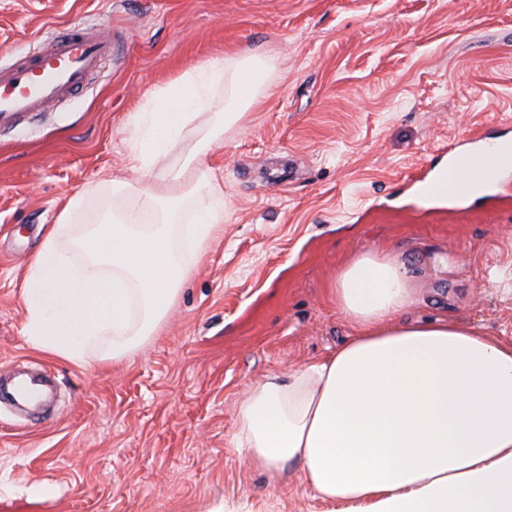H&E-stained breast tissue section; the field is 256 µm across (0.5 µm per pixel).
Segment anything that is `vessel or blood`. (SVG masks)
I'll return each mask as SVG.
<instances>
[{
  "label": "vessel or blood",
  "instance_id": "vessel-or-blood-1",
  "mask_svg": "<svg viewBox=\"0 0 512 512\" xmlns=\"http://www.w3.org/2000/svg\"><path fill=\"white\" fill-rule=\"evenodd\" d=\"M112 55L111 41L82 27L65 29L35 53H22L0 68V121L25 112H39L63 99L74 98ZM477 150L448 156V194L465 200L479 186H495L503 171L497 160L512 157V139L480 137Z\"/></svg>",
  "mask_w": 512,
  "mask_h": 512
}]
</instances>
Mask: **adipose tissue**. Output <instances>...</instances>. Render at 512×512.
I'll use <instances>...</instances> for the list:
<instances>
[{
  "label": "adipose tissue",
  "mask_w": 512,
  "mask_h": 512,
  "mask_svg": "<svg viewBox=\"0 0 512 512\" xmlns=\"http://www.w3.org/2000/svg\"><path fill=\"white\" fill-rule=\"evenodd\" d=\"M272 58L217 59L187 73L134 118L120 204L77 226L71 197L23 284L26 336L73 363L108 340L121 359L156 335L179 289L223 229L224 190L208 163L265 88ZM224 109L192 130L216 85ZM181 143L176 165L159 160ZM336 296L348 341L289 375L253 386L233 446L277 484L298 465L327 512H512V342L434 319L402 321L412 302L402 264L361 257Z\"/></svg>",
  "instance_id": "obj_1"
}]
</instances>
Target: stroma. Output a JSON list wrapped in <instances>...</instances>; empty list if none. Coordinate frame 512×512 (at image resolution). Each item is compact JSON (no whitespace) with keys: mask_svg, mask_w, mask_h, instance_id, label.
I'll use <instances>...</instances> for the list:
<instances>
[{"mask_svg":"<svg viewBox=\"0 0 512 512\" xmlns=\"http://www.w3.org/2000/svg\"><path fill=\"white\" fill-rule=\"evenodd\" d=\"M86 24L114 47L80 104L0 126V376L50 375V402H0V512H208L219 502L319 512L300 470L270 485L234 448L255 384L355 332L336 279L353 259L402 263L410 319L512 340V168L503 194L448 210L420 180L449 146L512 136V0H0V66ZM270 56L267 88L213 145L224 232L158 333L120 361L75 364L23 333L22 287L68 199L112 204L134 113L192 66Z\"/></svg>","mask_w":512,"mask_h":512,"instance_id":"stroma-1","label":"stroma"}]
</instances>
